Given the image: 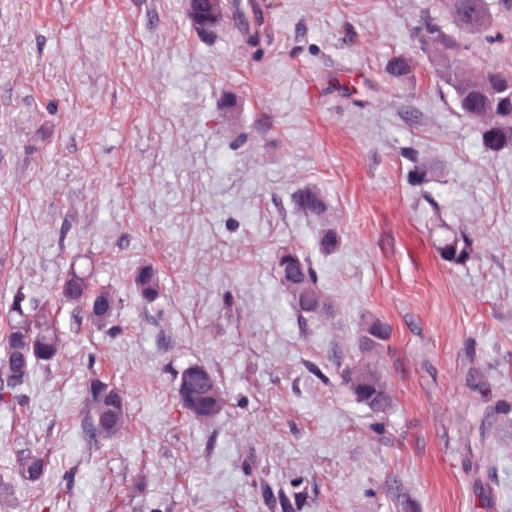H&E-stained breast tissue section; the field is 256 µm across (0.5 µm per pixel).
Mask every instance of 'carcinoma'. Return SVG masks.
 <instances>
[{"label": "carcinoma", "instance_id": "cac0c4a2", "mask_svg": "<svg viewBox=\"0 0 512 512\" xmlns=\"http://www.w3.org/2000/svg\"><path fill=\"white\" fill-rule=\"evenodd\" d=\"M453 30L444 31L432 19L424 21L420 28L422 38L437 49L440 58V73L454 91L458 107L472 120L483 125L485 147L490 152L512 140V99L501 94L495 77L503 73L495 64L473 58L467 37L487 28L494 16L487 0H450ZM300 210L316 213L324 206L322 197L314 191H305L296 199ZM471 254L469 240L450 237L441 245V255L454 266L467 263ZM275 266L279 282L290 290L299 311L308 314H323L328 305L316 287L313 272L298 251L282 248L276 255ZM133 287L145 301L154 300L159 292L157 276L153 268L140 267L132 279ZM87 275L70 270L64 288V298L82 303L91 300L90 317L96 324H105L112 317V292L99 290L88 298ZM26 296L19 294L12 305L17 320L6 337V355L3 370L16 384L24 383L31 373V362L51 364L61 352L53 318L36 307L24 308ZM345 382L354 396L372 409L386 410L391 398L388 388L379 374L368 367L350 370ZM177 393L182 405L199 423H206L224 408V390L220 388L212 372L200 364H190L179 373ZM86 398L94 410L97 430L110 437L119 432L125 422L127 403L124 395L111 384L100 380L90 381L85 388ZM45 461L37 453L23 457L20 474L24 485L42 482Z\"/></svg>", "mask_w": 512, "mask_h": 512}]
</instances>
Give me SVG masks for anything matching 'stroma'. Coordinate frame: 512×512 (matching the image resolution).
<instances>
[{"label": "stroma", "instance_id": "1", "mask_svg": "<svg viewBox=\"0 0 512 512\" xmlns=\"http://www.w3.org/2000/svg\"><path fill=\"white\" fill-rule=\"evenodd\" d=\"M427 16L447 0H224L207 32L188 0H0V337L20 292L62 341L28 383L0 374V512H512V143L487 153ZM473 43L512 70V15ZM285 246L330 314L295 307ZM73 268L111 290L108 324L63 300ZM190 364L224 391L206 423L178 398ZM356 365L387 411L344 384ZM95 377L126 396L118 435ZM471 254L469 240L464 237H450L441 245V255L445 261L454 266L467 263ZM132 284L144 301H153L158 295L157 276L150 266L140 267L133 275ZM345 382L354 396L372 409L382 412L389 407L391 398L386 384L367 366L350 370ZM85 394L93 407L97 430L107 437L119 432L124 426L127 413L124 395L111 384L100 380L90 381L86 385ZM45 473V461L40 454L28 452L21 460L20 474L24 486L36 485L42 482Z\"/></svg>", "mask_w": 512, "mask_h": 512}]
</instances>
